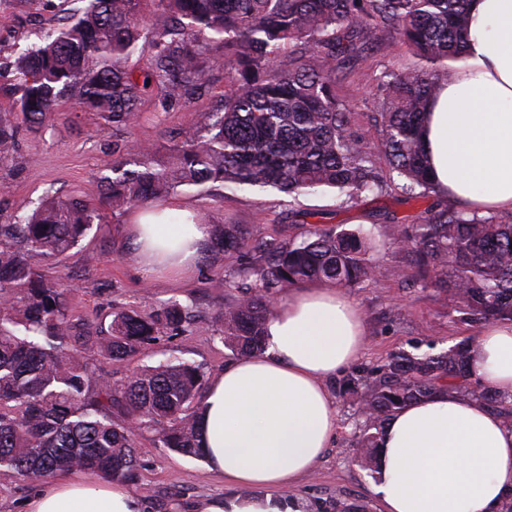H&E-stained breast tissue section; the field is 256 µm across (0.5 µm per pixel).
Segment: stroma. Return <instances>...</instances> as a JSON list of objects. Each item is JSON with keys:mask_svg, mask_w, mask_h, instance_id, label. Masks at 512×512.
Masks as SVG:
<instances>
[{"mask_svg": "<svg viewBox=\"0 0 512 512\" xmlns=\"http://www.w3.org/2000/svg\"><path fill=\"white\" fill-rule=\"evenodd\" d=\"M84 0H0V86L13 81L12 62L20 51L37 43L47 31L62 27L68 16L80 12ZM207 83L189 99L162 108L157 97L143 99L142 119L120 135H98L102 118L93 112L62 108L41 133L21 132L14 157L0 162V222L30 212L45 195L86 198L95 195L101 176L111 174L112 161L139 146L153 150L156 162H166L181 129L198 114L212 111L224 92V52L214 47ZM366 58L337 84L339 95L351 106L357 124L370 146L380 142V132L368 116L378 97L377 79L384 72H401L412 57L406 45L385 40L372 45ZM180 200L209 214L215 223L246 225L257 241L286 240L304 236L313 227L362 224L374 233L382 270L375 278L347 289L346 295L361 310L367 342L355 367L367 370L398 350L426 353L444 350L475 330L450 311L444 295L430 288H409L402 280L409 273V259L394 247L389 236L393 224H417L431 207L441 203L435 194L408 195L396 186L369 194L356 203H344L331 190L292 197L258 187L182 188ZM127 213L107 223L93 225L69 252L59 256L48 273L68 285L70 312L74 317L106 324L113 306L138 311L159 307L171 300L195 305L204 317V328L190 336H162L141 347L126 363L103 358L96 349L85 360L96 373L123 381L138 368L170 359L200 364L207 375L223 371L234 357L219 337L217 320L225 300L210 287L203 268L180 276L167 274L143 279L134 260L121 257L117 248L126 243ZM340 423L338 436L315 472L296 487L312 512H329L330 503L364 505L376 512L370 491L372 473L356 461L350 443L359 417L350 398L339 396L337 382H330ZM138 465L128 488L144 504V512H192V505L207 496L223 494L224 484L210 475L203 460L160 447L147 428L134 436Z\"/></svg>", "mask_w": 512, "mask_h": 512, "instance_id": "1", "label": "stroma"}]
</instances>
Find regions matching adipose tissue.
<instances>
[{
    "label": "adipose tissue",
    "mask_w": 512,
    "mask_h": 512,
    "mask_svg": "<svg viewBox=\"0 0 512 512\" xmlns=\"http://www.w3.org/2000/svg\"><path fill=\"white\" fill-rule=\"evenodd\" d=\"M467 56L428 115L425 147L443 194L483 212L512 211V0H472ZM179 214L183 223H167ZM172 200L126 232L141 274L191 269L211 227ZM366 343L359 308L336 288H298L278 303L263 354L234 361L201 404L206 469L224 494L195 512H304L292 490L336 436L329 381ZM484 389L512 394V321L486 324L469 361ZM371 492L378 512H501L512 500V426L482 401L442 390L389 419ZM123 481L62 474L28 512H143Z\"/></svg>",
    "instance_id": "obj_1"
}]
</instances>
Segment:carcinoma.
Returning a JSON list of instances; mask_svg holds the SVG:
<instances>
[{
    "mask_svg": "<svg viewBox=\"0 0 512 512\" xmlns=\"http://www.w3.org/2000/svg\"><path fill=\"white\" fill-rule=\"evenodd\" d=\"M471 0H86L78 18L18 53L15 83L0 90L14 120L0 117V160L17 152L19 131L37 132L60 107L96 112L117 133L140 118L152 87L164 103L189 98L224 49L225 85L216 112L182 132L168 163L148 146L133 163L115 159L99 204L46 197L28 215L0 224V468L32 483L65 470L127 480L136 469L135 430L162 447L202 458V366L165 361L118 385L85 361L88 345L114 362L132 358L161 335L200 332L193 306L177 300L149 312L113 309L108 326L75 321L69 289L35 264L71 250L102 209L164 203L183 186L271 187L288 195L335 189L349 201L383 189L375 158L408 194L439 193L422 148L432 97L466 57ZM385 39L405 44L413 63L380 80V144L368 146L336 73ZM153 50L145 69L131 63ZM392 244L415 272L409 280L448 296L451 309L478 328L512 321V215H482L438 205L419 224H397ZM212 247L241 257L220 313L224 347L238 359L262 354L275 302L308 284L340 288L374 278L382 265L371 230L314 228L300 239L250 243L238 224L213 225ZM474 337L437 354L398 351L368 374L341 384L363 419L351 447L374 468L389 417L442 387L476 397L512 423V395L472 389L463 373Z\"/></svg>",
    "mask_w": 512,
    "mask_h": 512,
    "instance_id": "obj_1",
    "label": "carcinoma"
}]
</instances>
